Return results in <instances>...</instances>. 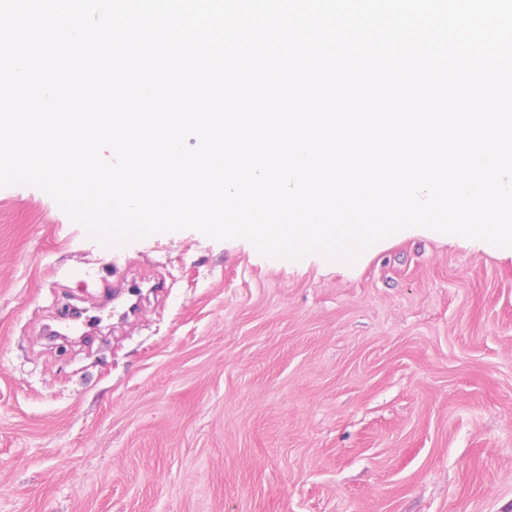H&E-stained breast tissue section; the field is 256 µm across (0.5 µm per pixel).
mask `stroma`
<instances>
[{"instance_id": "stroma-1", "label": "stroma", "mask_w": 512, "mask_h": 512, "mask_svg": "<svg viewBox=\"0 0 512 512\" xmlns=\"http://www.w3.org/2000/svg\"><path fill=\"white\" fill-rule=\"evenodd\" d=\"M0 512H512V256L107 247L0 187Z\"/></svg>"}]
</instances>
